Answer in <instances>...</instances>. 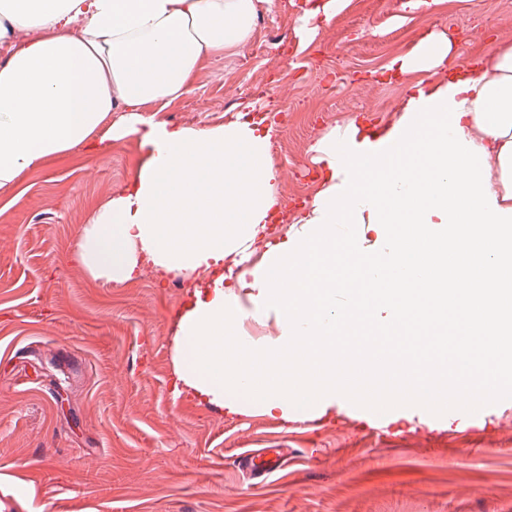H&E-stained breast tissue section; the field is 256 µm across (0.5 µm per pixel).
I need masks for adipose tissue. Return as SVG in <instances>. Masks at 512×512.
I'll list each match as a JSON object with an SVG mask.
<instances>
[{
	"instance_id": "ef3b65f1",
	"label": "adipose tissue",
	"mask_w": 512,
	"mask_h": 512,
	"mask_svg": "<svg viewBox=\"0 0 512 512\" xmlns=\"http://www.w3.org/2000/svg\"><path fill=\"white\" fill-rule=\"evenodd\" d=\"M262 0H0V192L75 148L138 138L134 179L85 224L77 259L107 283L208 274L178 322L176 375L186 394L232 414L288 421L296 392L316 417L337 397L362 405L465 399L512 389V45L460 62L429 36L390 67L421 74L384 141L356 123L314 147L328 175L283 240L250 247L279 204L265 119L207 129L163 119L203 63L244 46ZM340 224L353 225L341 238ZM422 276L378 291L405 332L404 356L356 366L336 291V260ZM248 291L241 305L236 288ZM279 336L243 340L249 319ZM463 338L462 352L449 337Z\"/></svg>"
}]
</instances>
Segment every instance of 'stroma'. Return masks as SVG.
<instances>
[{"label":"stroma","instance_id":"stroma-1","mask_svg":"<svg viewBox=\"0 0 512 512\" xmlns=\"http://www.w3.org/2000/svg\"><path fill=\"white\" fill-rule=\"evenodd\" d=\"M311 0L261 6L246 48L205 62L195 90L164 112L174 126L225 125L241 112L295 119L277 135L322 139L317 88L340 84L337 111L360 126L390 125L417 76L388 71L393 55L449 34L475 57L512 43L494 0H367L346 30L299 17ZM284 43L260 55L259 30ZM383 81L393 110L365 111L361 85ZM135 140L78 148L0 192V512H512V391L466 422L397 404L381 416L341 402L318 425L174 396L178 313L194 278L174 295L150 274L123 284L93 279L76 246L89 216L136 174ZM288 448L268 482L234 465L246 449Z\"/></svg>","mask_w":512,"mask_h":512}]
</instances>
